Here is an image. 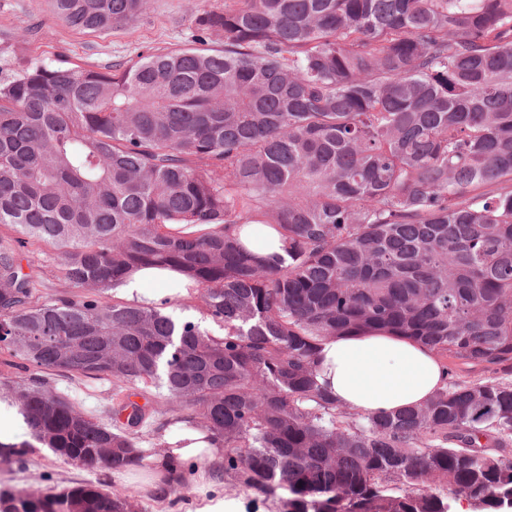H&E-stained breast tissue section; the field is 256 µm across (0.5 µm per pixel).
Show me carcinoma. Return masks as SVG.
<instances>
[{
    "label": "carcinoma",
    "mask_w": 512,
    "mask_h": 512,
    "mask_svg": "<svg viewBox=\"0 0 512 512\" xmlns=\"http://www.w3.org/2000/svg\"><path fill=\"white\" fill-rule=\"evenodd\" d=\"M52 2L94 33L148 0ZM195 24L198 46L122 69L0 66V224L83 290L40 300L0 243V346L36 368L0 381L31 437L0 442V464L27 469L38 444L121 473L146 439L167 447L152 425L182 422L278 512H450L435 487L512 507V382L364 414L315 375L322 341L377 330L512 365V0H224ZM249 224L286 256L248 251ZM151 266L224 334L103 300ZM52 372L109 383L104 416ZM0 512L138 508L99 481L0 489ZM240 240L246 249L261 256L284 255L285 243L277 230L263 224H253L241 231Z\"/></svg>",
    "instance_id": "obj_1"
}]
</instances>
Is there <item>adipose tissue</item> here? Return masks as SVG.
<instances>
[{
    "label": "adipose tissue",
    "instance_id": "ef3b65f1",
    "mask_svg": "<svg viewBox=\"0 0 512 512\" xmlns=\"http://www.w3.org/2000/svg\"><path fill=\"white\" fill-rule=\"evenodd\" d=\"M120 292L130 303L159 305L189 298L181 274L145 268L134 273ZM317 379L337 404L366 414L399 411L429 400L445 383L443 367L427 346L384 331L336 336L324 341ZM164 453L149 456L147 467L128 472L139 490L157 500L169 496L176 465L197 464L195 512H234L232 502L214 490V476L224 450L197 429L175 424Z\"/></svg>",
    "mask_w": 512,
    "mask_h": 512
}]
</instances>
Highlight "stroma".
<instances>
[{
    "label": "stroma",
    "instance_id": "obj_1",
    "mask_svg": "<svg viewBox=\"0 0 512 512\" xmlns=\"http://www.w3.org/2000/svg\"><path fill=\"white\" fill-rule=\"evenodd\" d=\"M223 4L224 0H149L144 13L128 27L86 34L58 22L50 0H0V63L14 69L34 63L100 69L137 59L148 50L189 47L196 33V16ZM22 27L29 31L24 40L17 36ZM21 254L40 269V296L71 293L72 288L57 272L49 249L30 245L22 248ZM100 478V473L73 466L45 448L31 455L26 470L0 465V488L44 490Z\"/></svg>",
    "mask_w": 512,
    "mask_h": 512
}]
</instances>
